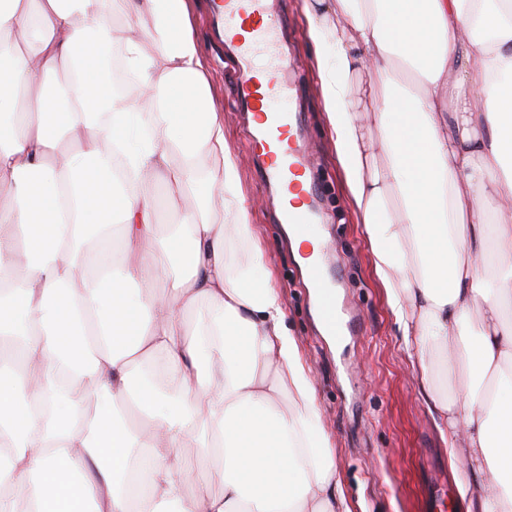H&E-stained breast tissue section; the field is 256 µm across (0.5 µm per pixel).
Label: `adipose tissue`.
Wrapping results in <instances>:
<instances>
[{"mask_svg": "<svg viewBox=\"0 0 512 512\" xmlns=\"http://www.w3.org/2000/svg\"><path fill=\"white\" fill-rule=\"evenodd\" d=\"M304 9L418 391L512 512V0ZM0 459V512H352L191 0H0Z\"/></svg>", "mask_w": 512, "mask_h": 512, "instance_id": "obj_1", "label": "adipose tissue"}]
</instances>
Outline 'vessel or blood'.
Returning <instances> with one entry per match:
<instances>
[{
    "label": "vessel or blood",
    "mask_w": 512,
    "mask_h": 512,
    "mask_svg": "<svg viewBox=\"0 0 512 512\" xmlns=\"http://www.w3.org/2000/svg\"><path fill=\"white\" fill-rule=\"evenodd\" d=\"M215 9L224 22V40L233 46L241 62L236 84L241 108L250 111L257 102L265 104V125L251 133L264 151L259 173L266 183H279L285 191L301 196L299 206L280 200L278 220L291 225L295 234L306 235L317 222L318 189L307 179L311 168L299 135L300 116L287 106V88L275 77L276 72L291 69L293 62L282 54L272 56L262 66L254 62L261 48L276 45L279 20L265 0H217ZM306 275L321 293L318 311L322 322L341 331H354L356 319L339 316L331 294L333 279L323 264L310 265Z\"/></svg>",
    "instance_id": "b4317fda"
}]
</instances>
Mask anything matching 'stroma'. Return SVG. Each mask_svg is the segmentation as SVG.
<instances>
[{"mask_svg": "<svg viewBox=\"0 0 512 512\" xmlns=\"http://www.w3.org/2000/svg\"><path fill=\"white\" fill-rule=\"evenodd\" d=\"M288 18L283 48L297 65L289 78L294 110L319 191L322 235L342 278L341 298L358 313L361 329L331 347L318 331L313 305L275 211L273 187L262 181L247 144V115L235 103L236 56L220 38L214 0H193L194 26L211 72L224 136L240 169L242 194L286 324L312 371L323 423L332 437L344 492L353 512H426L431 474L456 480L448 447L417 391L415 367L372 271L361 224L346 198L319 96L320 76L307 38L304 0H282Z\"/></svg>", "mask_w": 512, "mask_h": 512, "instance_id": "35a3bbf8", "label": "stroma"}]
</instances>
